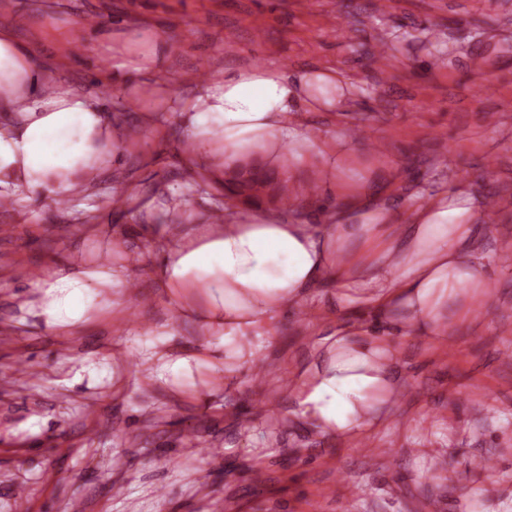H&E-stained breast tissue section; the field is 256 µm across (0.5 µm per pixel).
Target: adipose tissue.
Returning a JSON list of instances; mask_svg holds the SVG:
<instances>
[{
    "instance_id": "ef3b65f1",
    "label": "adipose tissue",
    "mask_w": 512,
    "mask_h": 512,
    "mask_svg": "<svg viewBox=\"0 0 512 512\" xmlns=\"http://www.w3.org/2000/svg\"><path fill=\"white\" fill-rule=\"evenodd\" d=\"M331 70L291 77L277 67H245L205 82L182 107L188 165L199 178L232 180L253 156L271 166L334 160L335 138L312 135L300 105L323 108L314 89H332ZM111 117L59 72L39 66L32 50L0 28V198L71 196L101 173L119 172ZM295 141L287 158L283 145ZM339 207L317 223L256 204L220 224L186 223L188 204H166L170 225L153 263L156 279L178 305L200 314L224 357L212 367L217 383L250 371L274 338L282 311L313 312L315 291H329V316L315 320L307 359L281 385L278 413L286 427L305 428L345 443L372 438L395 422L403 373L395 342L408 334L433 337L448 324L460 287L488 294L480 228L468 202L446 191L399 216L368 183L340 181ZM86 271L60 267L42 281L49 331L71 332L82 318Z\"/></svg>"
}]
</instances>
